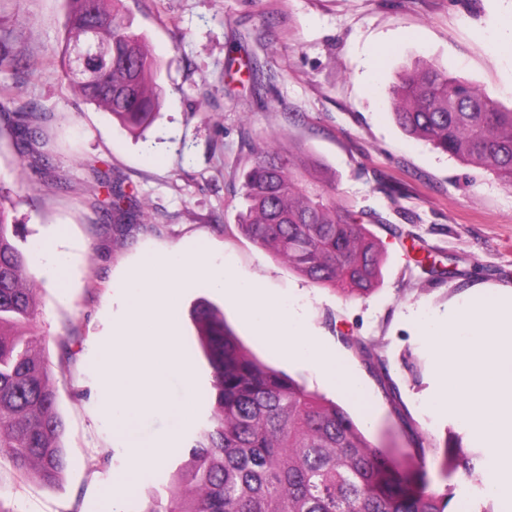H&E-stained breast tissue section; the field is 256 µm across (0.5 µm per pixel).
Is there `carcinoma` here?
<instances>
[{
	"label": "carcinoma",
	"instance_id": "carcinoma-1",
	"mask_svg": "<svg viewBox=\"0 0 512 512\" xmlns=\"http://www.w3.org/2000/svg\"><path fill=\"white\" fill-rule=\"evenodd\" d=\"M125 13V0H67L61 63L85 100L143 131L162 104L160 64ZM91 20L112 47V65L88 82L70 77L69 47ZM391 95L407 135L512 187V109L430 64L407 69ZM37 119L25 113L10 126L26 148L36 140ZM91 177L108 189L103 221L118 241L156 230L121 184L96 168ZM331 189L321 166L260 148L242 172L238 228L312 285L363 298L375 290L383 252L364 224L367 214L337 201ZM14 208L0 187V461L21 482L33 475L56 486L70 467L65 422L56 379L30 338L38 284L17 244L22 226L11 218ZM191 321L207 363L200 399L208 416L174 483L163 494L148 492L144 512H449L450 488L430 490L424 467L404 466L372 444L342 406L247 354L221 309L201 300ZM440 466L480 480L479 455L464 450L456 434L448 435Z\"/></svg>",
	"mask_w": 512,
	"mask_h": 512
}]
</instances>
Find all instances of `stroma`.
Wrapping results in <instances>:
<instances>
[{
  "instance_id": "1",
  "label": "stroma",
  "mask_w": 512,
  "mask_h": 512,
  "mask_svg": "<svg viewBox=\"0 0 512 512\" xmlns=\"http://www.w3.org/2000/svg\"><path fill=\"white\" fill-rule=\"evenodd\" d=\"M127 20L144 32L161 66L163 106L136 138L108 112L87 103L63 79L58 45L64 0H0V31H8L18 66L0 71V113L25 105L44 115L36 133L47 166L30 165L20 145L0 135V186L18 194L12 212L30 250L56 243L68 285L51 283L40 263L31 272L40 315L34 348L57 381L71 466L61 485L17 482L0 463L5 512H107L104 493L129 465L104 411L111 401L99 352L124 314L129 276L146 253L210 257L240 279L296 302L309 330L347 362L361 384L354 399L325 384L307 363L278 355L201 279L180 292L181 347L190 379L170 377L169 401L202 384L193 354V302L223 308L243 345L262 363L345 407L366 436L395 448L407 466H424L433 489L479 499L477 482L446 475L436 457L448 433L464 448L485 452L482 436L448 411H435L439 352L423 319L463 304L477 286L512 287V188L490 171L466 165L404 133L391 108V89L407 68L428 63L485 90L512 108V0H126ZM387 49L376 63L378 49ZM317 162L337 199L375 213L369 230L385 248L381 278L364 298L344 299L312 286L243 236L239 175L266 145ZM110 171L147 214L150 231L122 245L102 223L89 186L92 169ZM67 188H52L54 177ZM424 246L446 276L422 273L412 244ZM202 416L176 426L162 412L147 416L145 437L168 451L134 489L142 512L149 490L164 491L188 458L186 435ZM111 453L102 463V450Z\"/></svg>"
}]
</instances>
